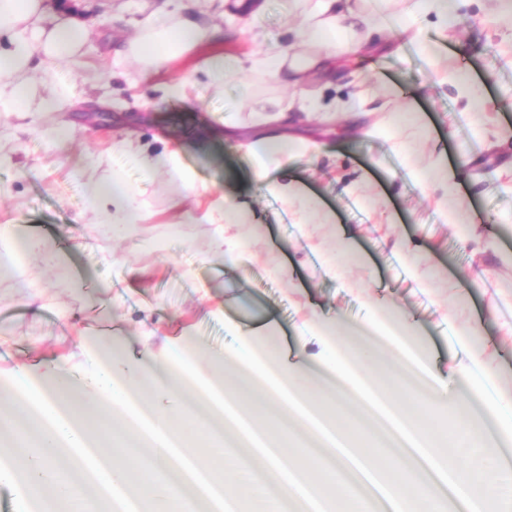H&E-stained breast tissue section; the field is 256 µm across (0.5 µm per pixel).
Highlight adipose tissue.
I'll list each match as a JSON object with an SVG mask.
<instances>
[{"label": "adipose tissue", "mask_w": 512, "mask_h": 512, "mask_svg": "<svg viewBox=\"0 0 512 512\" xmlns=\"http://www.w3.org/2000/svg\"><path fill=\"white\" fill-rule=\"evenodd\" d=\"M338 0H309L299 34L318 39L301 62L282 50L214 53L196 75L165 84L168 98L189 91H223L267 76L295 87L306 72L327 66L335 34L367 24L361 10ZM84 27L47 23L44 0H0V112H56L71 103L67 81L37 98L34 54L49 61L81 55ZM219 25L184 13L181 0L147 15L115 55L132 60L129 86L168 68L200 47L224 41ZM363 97L327 100L308 95L275 100L266 111L353 112ZM259 176L292 162L294 140L270 136L248 144ZM113 163L132 162L145 177H170L172 205L207 196L211 224L241 218L223 195H207L184 166L179 149L123 141ZM87 208L103 224L128 231L141 221L133 190L118 178L91 183ZM82 361L65 356L42 367L15 368L0 383V485L19 497L23 512H242L244 503L274 493L278 512H491L500 481L512 477V385L485 394L475 377L479 355L441 371L409 323L371 347L337 326L330 356L314 372L319 392L301 389L275 342L249 332L217 356L210 375L195 365L203 348L186 337L163 354L144 348L130 357L109 338L81 337ZM496 460L490 478L467 459Z\"/></svg>", "instance_id": "obj_1"}]
</instances>
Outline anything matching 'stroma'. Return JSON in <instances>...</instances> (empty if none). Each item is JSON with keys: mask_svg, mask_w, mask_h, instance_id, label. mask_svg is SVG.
Masks as SVG:
<instances>
[{"mask_svg": "<svg viewBox=\"0 0 512 512\" xmlns=\"http://www.w3.org/2000/svg\"><path fill=\"white\" fill-rule=\"evenodd\" d=\"M197 0L199 17L233 32L227 51L259 46L312 55L317 45L289 32L303 25L304 0ZM166 0H47L51 14L89 26L78 60L60 61L73 102L59 112L0 113V225L17 226L38 248L0 276V373L75 352L82 335L109 336L137 355L190 336L217 350L241 329L288 344L304 365L325 349L339 318L368 326L402 316L433 349L440 368L464 348L486 346L512 370V14L494 0H457L453 31L417 0H362L375 31L362 48L345 34L332 71L289 89L254 77L188 99L159 87L196 57L129 87L112 72V52L131 21ZM470 71L482 89L467 109L450 81ZM365 91L364 111L290 112L277 123L260 107L293 94L348 98ZM71 127L66 147L54 126ZM311 143L303 157L259 180L245 145L270 134ZM134 140L182 146L199 183L248 216L229 235L236 261L212 257L213 227L196 198L171 204L166 173L122 177L142 206L137 237L97 224L84 185L109 174L112 147ZM283 182L314 199L315 213L284 204ZM83 240L85 249L73 246ZM336 259L327 276L323 255ZM34 268L42 288L32 306L19 275ZM136 277H129V269Z\"/></svg>", "mask_w": 512, "mask_h": 512, "instance_id": "1", "label": "stroma"}]
</instances>
